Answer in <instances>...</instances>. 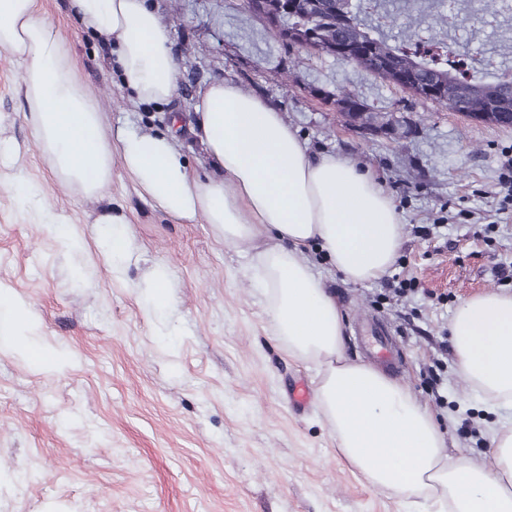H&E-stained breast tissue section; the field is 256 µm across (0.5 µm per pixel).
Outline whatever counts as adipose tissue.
Here are the masks:
<instances>
[{
    "label": "adipose tissue",
    "mask_w": 512,
    "mask_h": 512,
    "mask_svg": "<svg viewBox=\"0 0 512 512\" xmlns=\"http://www.w3.org/2000/svg\"><path fill=\"white\" fill-rule=\"evenodd\" d=\"M86 29L117 45L121 83L138 100L164 103L179 64L146 0H72ZM0 48L25 69L26 121L54 175L102 199L112 165L156 206L191 223L205 217L225 242L268 245L256 255L254 287L291 356L313 362L318 395L345 461L374 486L429 501L425 512H512V423L492 431L494 463H449L444 435L415 396L344 351V316L322 276L303 261L316 249L347 283L381 279L394 264L403 224L375 174L349 158L309 155L268 101L229 80L196 104L195 133L219 179L191 175L173 137L108 133L38 0H0ZM96 238L113 274L138 259L125 216L104 206ZM449 336L456 367L486 400L512 405V293L474 295L457 305Z\"/></svg>",
    "instance_id": "ef3b65f1"
}]
</instances>
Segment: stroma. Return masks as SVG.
I'll return each instance as SVG.
<instances>
[{"mask_svg": "<svg viewBox=\"0 0 512 512\" xmlns=\"http://www.w3.org/2000/svg\"><path fill=\"white\" fill-rule=\"evenodd\" d=\"M180 63L176 94L142 103L119 87L113 46L79 22L71 0H39L98 100L112 133L177 128L191 172L215 177L193 132L194 106L211 83L235 82L268 100L310 154L353 159L381 181L403 223L392 274L413 279L394 295L386 280L346 283L319 253L321 272L345 316V353L365 360L359 337L383 322L402 350L396 381L437 419L449 459L490 463V429L512 409H490L459 376L449 325L457 304L512 292V205L500 182L512 129L473 121L415 99L343 61L285 48L243 0H147ZM464 18L453 48L512 68V16L486 0H447ZM358 92L375 112L406 120L403 135L348 125L314 87ZM25 72L0 49V138L18 148L17 170L37 188L21 207L0 185V287L30 320L18 333L43 349L35 365L0 345V512H408L407 501L371 486L336 450L318 399L296 407L295 383L318 387L314 364L288 344L252 286L251 254L204 219L178 221L141 196L120 165L107 191L141 254L113 275L91 222L98 203L57 180L24 114ZM69 216L80 252L62 247L36 211ZM431 235H423L426 227ZM167 269L168 302L145 287ZM441 360L436 386L427 368Z\"/></svg>", "mask_w": 512, "mask_h": 512, "instance_id": "obj_1", "label": "stroma"}]
</instances>
